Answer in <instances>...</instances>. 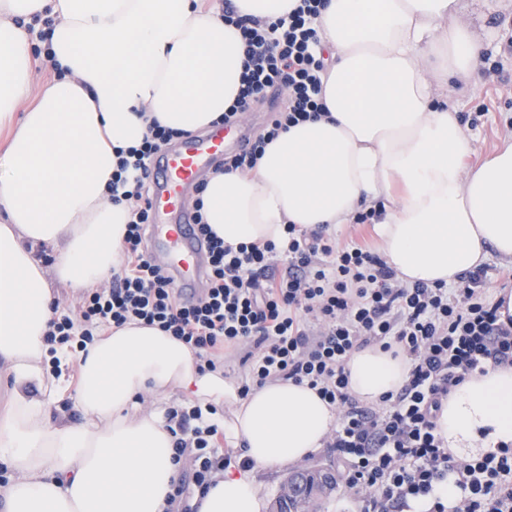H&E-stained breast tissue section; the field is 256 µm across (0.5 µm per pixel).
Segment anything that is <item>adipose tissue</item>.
Masks as SVG:
<instances>
[{"mask_svg":"<svg viewBox=\"0 0 512 512\" xmlns=\"http://www.w3.org/2000/svg\"><path fill=\"white\" fill-rule=\"evenodd\" d=\"M316 25L330 48L325 115L281 132L251 171H218L202 215L225 244H284L285 227L348 224L379 209L381 250L399 278L451 282L488 252L512 261V142L474 166L472 143L435 87L476 78L482 45L454 22L458 0H325ZM60 79L34 87L33 18ZM241 34L206 0H0V512H164L178 476L163 411L140 395L178 391L227 407L212 420L248 467L230 465L198 512H265L256 471L321 448L333 406L307 385L274 382L240 397L222 371L130 323L96 337L70 386L67 347L45 333L52 279L100 285L123 259L127 201L107 188L117 148L151 124L209 128L234 102L244 71ZM52 250L54 268L37 257ZM359 400L378 402L408 366L375 345L346 365ZM80 420L52 416L66 392ZM440 434L460 458L512 443V369L471 377L448 397Z\"/></svg>","mask_w":512,"mask_h":512,"instance_id":"adipose-tissue-1","label":"adipose tissue"}]
</instances>
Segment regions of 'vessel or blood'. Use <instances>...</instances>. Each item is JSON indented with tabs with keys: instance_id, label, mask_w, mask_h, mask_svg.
I'll list each match as a JSON object with an SVG mask.
<instances>
[{
	"instance_id": "b4317fda",
	"label": "vessel or blood",
	"mask_w": 512,
	"mask_h": 512,
	"mask_svg": "<svg viewBox=\"0 0 512 512\" xmlns=\"http://www.w3.org/2000/svg\"><path fill=\"white\" fill-rule=\"evenodd\" d=\"M245 143L238 126H216L164 148L151 162L154 222L148 227L147 252L155 264L172 273L185 301L199 296L209 266L184 192L205 180L225 152Z\"/></svg>"
}]
</instances>
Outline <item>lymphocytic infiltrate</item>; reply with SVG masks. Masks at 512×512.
<instances>
[{
  "label": "lymphocytic infiltrate",
  "instance_id": "1",
  "mask_svg": "<svg viewBox=\"0 0 512 512\" xmlns=\"http://www.w3.org/2000/svg\"><path fill=\"white\" fill-rule=\"evenodd\" d=\"M322 6L323 0H301L268 24L225 9V24L241 32L246 71L222 122L237 120L270 90L287 92L288 106L271 113L243 151L225 156L222 168L252 169L280 131L325 111L326 65L316 28ZM180 138L154 124L140 146L120 153L110 189L131 204L124 261L111 287L85 289L75 306L54 308L47 343L83 350L108 328L138 320L182 341L203 371L223 367L225 352H242V394L290 381L336 407L326 445L343 464L340 479L360 512H404L410 501L426 498L432 501L426 512H512V446L460 460L437 430L449 394L466 376L512 368V317H502L501 302L490 300L484 269L459 275L452 288L407 283L379 254L339 244L322 225L310 231L286 225L281 248L270 241L233 248L202 223L210 277L199 302L183 304L143 250L150 160ZM280 255L287 265L279 272ZM375 344L406 359L409 370L397 392L367 406L350 392L345 364ZM166 420L174 462L189 465L172 484L168 512H195L193 497L206 494L239 457L218 451L219 427L206 422L200 405L169 408ZM447 480L459 491L452 507L433 496Z\"/></svg>",
  "mask_w": 512,
  "mask_h": 512
}]
</instances>
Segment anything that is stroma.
<instances>
[{"label":"stroma","mask_w":512,"mask_h":512,"mask_svg":"<svg viewBox=\"0 0 512 512\" xmlns=\"http://www.w3.org/2000/svg\"><path fill=\"white\" fill-rule=\"evenodd\" d=\"M458 19L483 44L482 80H455L438 94L471 125L477 164L512 140V0H460Z\"/></svg>","instance_id":"stroma-1"}]
</instances>
